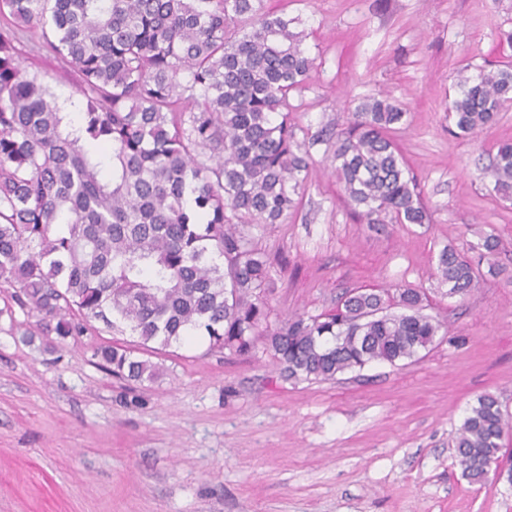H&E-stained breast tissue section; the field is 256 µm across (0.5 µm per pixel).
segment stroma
I'll return each instance as SVG.
<instances>
[{
	"mask_svg": "<svg viewBox=\"0 0 512 512\" xmlns=\"http://www.w3.org/2000/svg\"><path fill=\"white\" fill-rule=\"evenodd\" d=\"M295 20L315 60L292 93L296 138L313 158L296 208L248 224L270 262L269 327L335 310L351 291L421 289L448 333L398 365L291 381L269 353L172 345L152 382L95 357L137 336L96 329L47 347L36 316L0 318V512H512V482L466 479L455 438L479 396L512 415V206L483 174L512 141V106L464 135L448 115L458 74L512 66V0H264ZM27 72L58 98L79 74L33 30ZM409 113L392 132L427 208L425 224H361L341 198L322 130L367 96ZM494 233L502 272L468 295L436 277L439 251Z\"/></svg>",
	"mask_w": 512,
	"mask_h": 512,
	"instance_id": "obj_1",
	"label": "stroma"
}]
</instances>
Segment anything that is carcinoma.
I'll return each mask as SVG.
<instances>
[{"mask_svg":"<svg viewBox=\"0 0 512 512\" xmlns=\"http://www.w3.org/2000/svg\"><path fill=\"white\" fill-rule=\"evenodd\" d=\"M0 15L11 18L0 25V288L14 289L45 336H81L93 321L129 328L138 347L94 352L121 380H155V345L187 336L255 354L269 265L232 218L275 224L296 207L310 167L289 102L314 65L303 33L262 0H0ZM20 25L39 28L79 71V124L22 68ZM457 86L448 113L463 133L512 103V69L462 75ZM407 115L369 96L332 134L336 178L362 223L428 219L389 136ZM488 173L512 204V142L498 145ZM499 247L484 233L475 258L443 248L436 274L448 294L496 273ZM424 298L409 287L355 291L332 314L265 331V350L295 381L412 359L443 329ZM511 427L497 397L477 399L456 438L471 482L498 464Z\"/></svg>","mask_w":512,"mask_h":512,"instance_id":"1","label":"carcinoma"}]
</instances>
